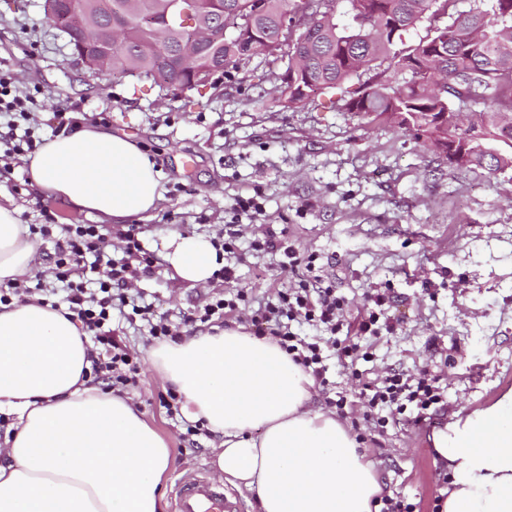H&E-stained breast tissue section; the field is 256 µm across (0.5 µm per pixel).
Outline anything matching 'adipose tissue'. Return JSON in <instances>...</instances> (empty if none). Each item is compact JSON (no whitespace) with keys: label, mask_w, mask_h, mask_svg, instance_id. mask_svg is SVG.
Returning a JSON list of instances; mask_svg holds the SVG:
<instances>
[{"label":"adipose tissue","mask_w":512,"mask_h":512,"mask_svg":"<svg viewBox=\"0 0 512 512\" xmlns=\"http://www.w3.org/2000/svg\"><path fill=\"white\" fill-rule=\"evenodd\" d=\"M25 163L34 190L112 224L148 218L163 198L151 157L92 126L46 139ZM165 259L192 284L219 268L210 239L175 230ZM42 270L19 209L0 204V285ZM90 350L50 306L0 304V413L16 417L0 439V512H164L168 444L131 398L87 384ZM148 360L183 416L223 435L212 468L259 512H372V462L334 415L310 406L311 375L275 341L217 327L159 344ZM433 446L448 471L442 512H512V389L454 417Z\"/></svg>","instance_id":"ef3b65f1"}]
</instances>
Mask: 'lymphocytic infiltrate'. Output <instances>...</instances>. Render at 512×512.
<instances>
[{"label": "lymphocytic infiltrate", "mask_w": 512, "mask_h": 512, "mask_svg": "<svg viewBox=\"0 0 512 512\" xmlns=\"http://www.w3.org/2000/svg\"><path fill=\"white\" fill-rule=\"evenodd\" d=\"M35 104V97L18 84L13 72L0 67V128L10 132V154L25 155L40 146L32 127ZM29 230L52 246L54 279L49 282L38 276L11 283L0 289V304L38 295L43 303L64 309L66 318L80 324L93 346L106 351L105 357L92 359L95 381L113 388L132 382L137 371L126 346L112 336L113 311L131 308L147 321L152 338L177 340V331L166 319L155 318L152 305L141 303L134 286L141 276L152 273L154 264L138 238L139 225L119 231L121 247L117 250L98 224H66L58 229L48 213L43 223L30 225ZM251 247L259 253L281 255L285 268L305 267L306 277L278 289L274 300L260 303L251 322L257 335L272 337L316 382H323L322 337L342 331L347 301L337 295L335 285L325 282L317 255L300 252L287 234L266 232ZM310 322L322 329V336L308 338L292 329L293 324ZM362 399L365 421L383 428L408 411L413 424H421L431 410L440 407L443 393L435 379L389 372L369 385Z\"/></svg>", "instance_id": "1"}]
</instances>
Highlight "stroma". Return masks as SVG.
<instances>
[{"instance_id": "1", "label": "stroma", "mask_w": 512, "mask_h": 512, "mask_svg": "<svg viewBox=\"0 0 512 512\" xmlns=\"http://www.w3.org/2000/svg\"><path fill=\"white\" fill-rule=\"evenodd\" d=\"M0 62L40 91L42 138L55 134L54 112L74 105L82 124L127 135L155 159L164 199L141 221L140 237L156 262L138 286L180 334H194L190 317L210 292L243 288L260 297L288 283V269L270 254L244 255L236 280L199 285L182 282L165 261L169 228L214 236L238 195L261 193L265 226L286 230L299 250L318 254L351 312L362 309L373 289H389L380 316L387 329L358 339L367 359L329 353V384L314 386L312 403L356 434L383 494L413 504L415 512H439L448 476L435 461L434 432L512 389V173L449 168L423 142L331 108L324 95L300 109L271 111L264 95L268 66L259 58L249 80L216 75L191 107L183 93L137 90L130 77L84 80L44 0H0ZM0 194L27 224L46 210L59 224L98 221L36 193L21 162L0 174ZM112 329L139 366L136 386L124 393L169 445L164 512H174L176 479L212 476L209 461L222 437L188 436L184 416H169L164 406L168 386L147 359L152 340L119 317ZM392 368L437 378L444 406L431 421L399 420L378 432L363 420L364 383Z\"/></svg>"}]
</instances>
